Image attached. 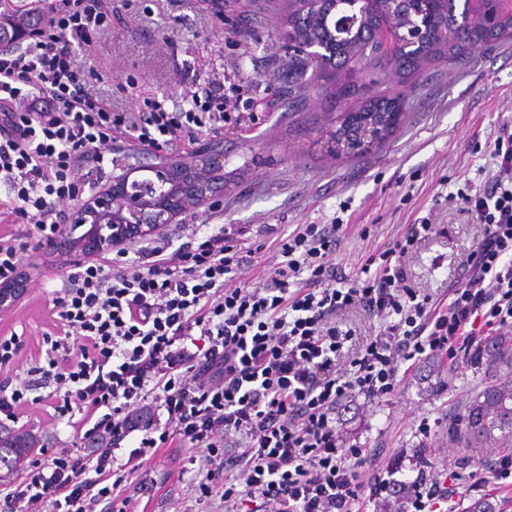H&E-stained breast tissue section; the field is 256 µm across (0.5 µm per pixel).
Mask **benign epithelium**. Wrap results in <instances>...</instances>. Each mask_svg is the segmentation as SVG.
<instances>
[{"mask_svg": "<svg viewBox=\"0 0 512 512\" xmlns=\"http://www.w3.org/2000/svg\"><path fill=\"white\" fill-rule=\"evenodd\" d=\"M418 24L398 28L403 50L417 45ZM156 181L168 178L170 205L163 213L154 206V195L144 185L133 188L127 183L117 189L102 188L75 205L63 234L76 245L94 240V250L110 252L130 239L131 233L147 235L160 231L188 207H201L211 203L222 183L224 154L206 147L190 160L177 166L158 161L152 166Z\"/></svg>", "mask_w": 512, "mask_h": 512, "instance_id": "7a95c632", "label": "benign epithelium"}]
</instances>
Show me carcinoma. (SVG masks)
Returning a JSON list of instances; mask_svg holds the SVG:
<instances>
[{"label":"carcinoma","instance_id":"1","mask_svg":"<svg viewBox=\"0 0 512 512\" xmlns=\"http://www.w3.org/2000/svg\"><path fill=\"white\" fill-rule=\"evenodd\" d=\"M351 0H323L308 13L288 14V75L297 87L314 85L336 99L341 107L350 88L339 89L333 78L340 71L353 73L379 70L386 66H415L419 61L437 54L462 59L472 52L501 38L512 37V24L496 19V5L488 3L486 18L479 23L472 20L467 7H458L442 0H414L416 20L424 34L416 49L394 54L396 33L380 31L390 13L382 10L363 12L347 25L339 21L349 12ZM38 19L5 14L0 15V41L18 43L33 34ZM321 43L325 51L319 56L305 47ZM403 116V102L370 98L357 111H343L336 129V144L346 151L364 144L360 139L362 128L368 123L382 126L385 133L394 131ZM492 365L508 361L512 365V338H498L491 343ZM457 435L465 448L512 447V372L500 375L464 408L461 428ZM37 439L28 432L0 436V470H16L35 454Z\"/></svg>","mask_w":512,"mask_h":512}]
</instances>
